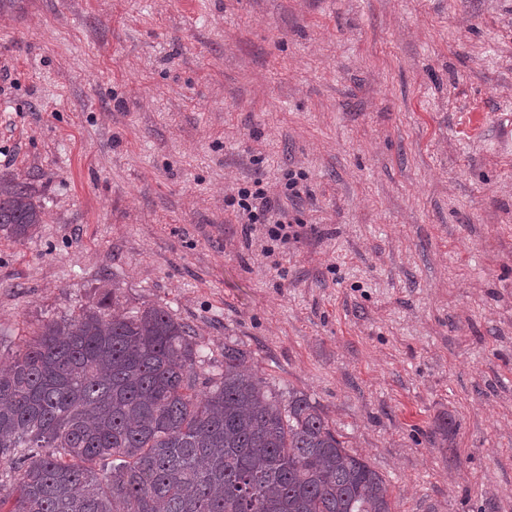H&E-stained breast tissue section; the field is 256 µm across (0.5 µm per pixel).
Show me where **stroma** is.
<instances>
[{
    "label": "stroma",
    "mask_w": 512,
    "mask_h": 512,
    "mask_svg": "<svg viewBox=\"0 0 512 512\" xmlns=\"http://www.w3.org/2000/svg\"><path fill=\"white\" fill-rule=\"evenodd\" d=\"M291 171L266 259L224 195ZM0 175L43 211L0 233L1 347L157 302L395 512H512V0H0Z\"/></svg>",
    "instance_id": "35a3bbf8"
}]
</instances>
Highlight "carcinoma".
I'll return each mask as SVG.
<instances>
[{"instance_id":"cac0c4a2","label":"carcinoma","mask_w":512,"mask_h":512,"mask_svg":"<svg viewBox=\"0 0 512 512\" xmlns=\"http://www.w3.org/2000/svg\"><path fill=\"white\" fill-rule=\"evenodd\" d=\"M41 223L29 186L0 177V232ZM118 304L105 291L45 321L0 372V512H394L306 394L266 390L234 343L206 372L166 306Z\"/></svg>"}]
</instances>
